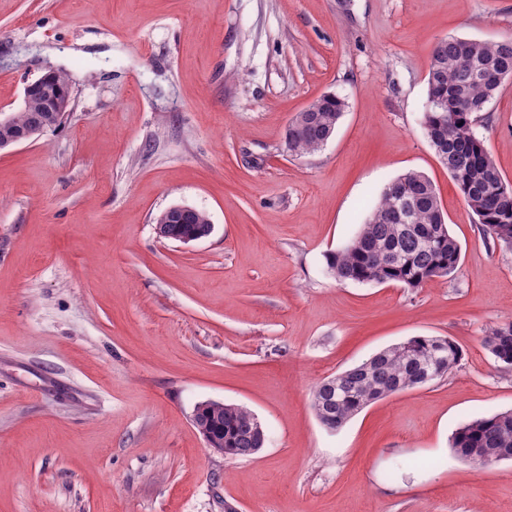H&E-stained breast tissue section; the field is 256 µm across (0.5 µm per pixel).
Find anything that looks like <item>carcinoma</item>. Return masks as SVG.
<instances>
[{
	"instance_id": "1",
	"label": "carcinoma",
	"mask_w": 512,
	"mask_h": 512,
	"mask_svg": "<svg viewBox=\"0 0 512 512\" xmlns=\"http://www.w3.org/2000/svg\"><path fill=\"white\" fill-rule=\"evenodd\" d=\"M505 69L512 74V38L482 41L448 37L433 49L427 80V96L439 104L424 113L436 154H447L443 166L454 180L468 208L478 218L484 234L497 243L512 247V187L506 184L484 142L473 126L477 114L501 88L499 83L475 79L482 70ZM316 112H299L286 131L289 153L310 154L323 148L332 137L345 111V103H324ZM46 116L38 98L15 113L19 124L32 125ZM417 201L409 223L395 224L389 215L396 196ZM182 229L206 233L210 229L200 211L188 215V223L172 224ZM461 248L451 235L447 214L432 181L423 173L408 171L389 181L377 205L361 225L358 235L343 249L327 256L328 267L339 282L397 283L420 288L435 277H446L459 268ZM492 354L512 365V322L491 328L483 339ZM458 344L446 336H412L384 348L368 359L320 382L312 393V406L323 424L340 429L370 404L389 394L422 386L419 378L437 374L448 358L459 361ZM202 426L224 433L230 456L247 457L264 446L266 432L247 409L214 400L200 404ZM451 448L461 458L477 462L490 448L512 451V411L478 418L460 426Z\"/></svg>"
}]
</instances>
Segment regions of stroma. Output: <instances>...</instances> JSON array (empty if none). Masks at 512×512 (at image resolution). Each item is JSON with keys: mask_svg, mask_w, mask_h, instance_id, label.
Here are the masks:
<instances>
[{"mask_svg": "<svg viewBox=\"0 0 512 512\" xmlns=\"http://www.w3.org/2000/svg\"><path fill=\"white\" fill-rule=\"evenodd\" d=\"M512 37V0H0V111L46 71L72 113L0 153V512H512V460L451 437L512 410L483 344L512 322V248L487 240L423 126L444 38ZM347 109L319 151L290 120ZM512 183V80L475 126ZM435 185L457 272L416 289L341 283L384 186ZM184 204L212 233L157 238ZM412 336L461 348L446 376L327 430L322 379ZM242 406L267 442L211 451L198 403ZM324 95L318 98V111L310 103L292 118L286 131L285 143L289 153L310 154L323 148L324 140L331 138L345 111V103L336 97L335 105L323 104ZM322 103V104H321ZM178 211H196V209L184 205H173L163 210L155 221V232L158 238L169 239L166 224L170 225L171 231H181L182 229L199 233H207L209 231L211 224L207 222L206 215L203 211H198L197 214H189L188 221L190 224H173V221L178 219Z\"/></svg>", "mask_w": 512, "mask_h": 512, "instance_id": "obj_1", "label": "stroma"}]
</instances>
